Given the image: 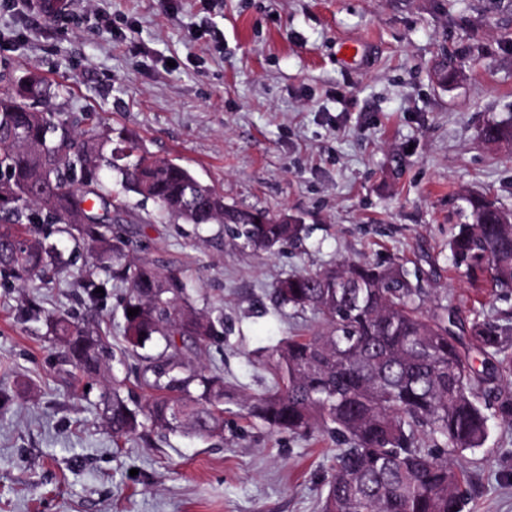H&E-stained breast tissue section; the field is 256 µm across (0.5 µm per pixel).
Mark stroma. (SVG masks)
Returning <instances> with one entry per match:
<instances>
[{
    "mask_svg": "<svg viewBox=\"0 0 512 512\" xmlns=\"http://www.w3.org/2000/svg\"><path fill=\"white\" fill-rule=\"evenodd\" d=\"M0 91L34 73L41 107L90 117L113 149L138 141L187 167L226 204L305 225L302 241L240 249L223 225L157 220L128 194L123 226L140 256L184 268L193 303L224 320L199 363L239 395L270 384L262 358L312 313L275 310L280 280L343 261L398 263L432 303L512 312L453 266L448 239L482 196L512 212V150L480 130L512 119V0H78L62 17L0 8ZM452 61L457 79L434 72ZM76 253L44 288L0 287V512H319L337 443L269 433L227 404L224 436L113 440V377L144 402L143 361L87 379L47 328L65 313L123 344L125 288L89 301L108 273ZM465 512H512V429L492 426L480 464L457 459Z\"/></svg>",
    "mask_w": 512,
    "mask_h": 512,
    "instance_id": "1",
    "label": "stroma"
}]
</instances>
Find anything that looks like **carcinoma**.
Returning <instances> with one entry per match:
<instances>
[{
  "label": "carcinoma",
  "instance_id": "cac0c4a2",
  "mask_svg": "<svg viewBox=\"0 0 512 512\" xmlns=\"http://www.w3.org/2000/svg\"><path fill=\"white\" fill-rule=\"evenodd\" d=\"M43 81L30 77L0 93V286H22L66 266L47 243L54 230L92 253L112 281L129 289L123 302L119 356L161 347L144 357L139 384L149 392L132 408L125 381L112 377L104 417L112 437L145 426L199 440L224 437V404L234 399L224 376L186 359L201 352L223 324L191 302L180 269L136 255L114 228L123 197L152 201L158 215L190 224H222L253 250L298 240L302 224H284L257 210L224 203L188 168L128 145L131 161L115 180L112 139L78 118L39 111ZM485 142L512 146V122L490 121ZM37 178L39 197L26 192ZM472 223L448 243L456 268L512 288V213L485 198L470 200ZM422 289L399 264H341L291 275L275 291V306L310 311L320 329L281 341L265 365L273 384L240 406L271 431L326 432L343 439L321 499V512H463L467 497L454 459L476 455L489 422L512 427V322L462 315L447 304L429 314ZM139 309L128 316V309ZM66 363L93 377L102 368L103 338L66 317L49 319Z\"/></svg>",
  "mask_w": 512,
  "mask_h": 512
}]
</instances>
